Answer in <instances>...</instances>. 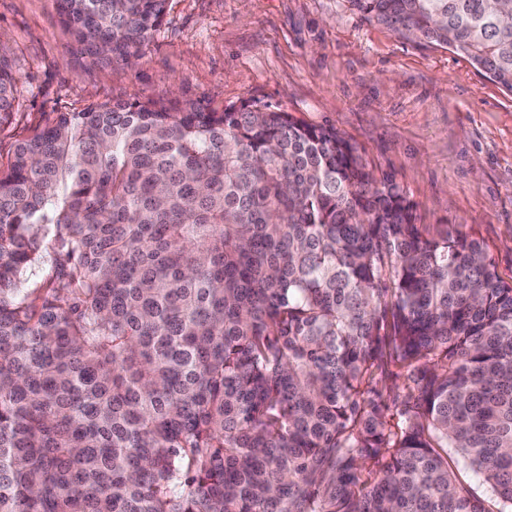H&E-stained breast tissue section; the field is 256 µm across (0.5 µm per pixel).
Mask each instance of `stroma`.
<instances>
[{
  "mask_svg": "<svg viewBox=\"0 0 512 512\" xmlns=\"http://www.w3.org/2000/svg\"><path fill=\"white\" fill-rule=\"evenodd\" d=\"M0 34L18 76L0 163L34 128L91 103L268 104L335 127L376 178L404 188L425 237L480 240L512 282V92L450 48L367 21L346 0H168L132 65L84 55L54 0H0Z\"/></svg>",
  "mask_w": 512,
  "mask_h": 512,
  "instance_id": "35a3bbf8",
  "label": "stroma"
}]
</instances>
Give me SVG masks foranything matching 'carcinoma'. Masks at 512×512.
Here are the masks:
<instances>
[{
	"instance_id": "cac0c4a2",
	"label": "carcinoma",
	"mask_w": 512,
	"mask_h": 512,
	"mask_svg": "<svg viewBox=\"0 0 512 512\" xmlns=\"http://www.w3.org/2000/svg\"><path fill=\"white\" fill-rule=\"evenodd\" d=\"M347 2L512 91L511 4ZM56 4L126 64L167 0ZM16 84L3 49L0 123ZM450 448L512 504V282L335 128L106 101L0 164V512H492Z\"/></svg>"
}]
</instances>
